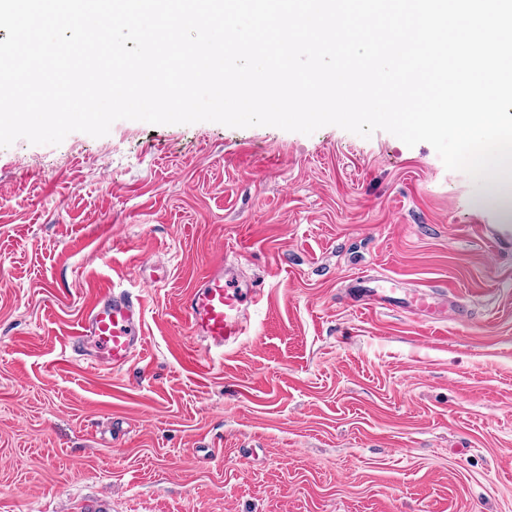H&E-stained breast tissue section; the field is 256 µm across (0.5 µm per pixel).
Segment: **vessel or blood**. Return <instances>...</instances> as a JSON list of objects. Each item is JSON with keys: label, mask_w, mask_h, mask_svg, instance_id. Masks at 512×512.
<instances>
[{"label": "vessel or blood", "mask_w": 512, "mask_h": 512, "mask_svg": "<svg viewBox=\"0 0 512 512\" xmlns=\"http://www.w3.org/2000/svg\"><path fill=\"white\" fill-rule=\"evenodd\" d=\"M260 288L229 277L223 261L212 264L200 283L182 297L178 311L201 336L208 351L220 354L238 346L248 325L245 311L257 304ZM354 300L368 310L399 302L402 309L439 319L447 316L448 304L438 296L417 290L395 299L387 287L356 289ZM142 303L127 290L104 285L96 288L73 343L74 355L97 368L117 370L141 352L145 338L141 326Z\"/></svg>", "instance_id": "obj_1"}]
</instances>
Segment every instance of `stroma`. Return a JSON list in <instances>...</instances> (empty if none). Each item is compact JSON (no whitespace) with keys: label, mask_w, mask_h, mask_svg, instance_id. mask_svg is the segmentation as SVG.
I'll list each match as a JSON object with an SVG mask.
<instances>
[{"label":"stroma","mask_w":512,"mask_h":512,"mask_svg":"<svg viewBox=\"0 0 512 512\" xmlns=\"http://www.w3.org/2000/svg\"><path fill=\"white\" fill-rule=\"evenodd\" d=\"M261 288L208 366L178 301ZM369 276L462 317L350 304ZM123 369L73 359L95 287ZM0 512H512V217L427 143L119 120L0 148ZM142 302L125 289L103 285L94 290L72 353L96 368H122L145 345ZM87 352H90L87 353Z\"/></svg>","instance_id":"stroma-1"}]
</instances>
